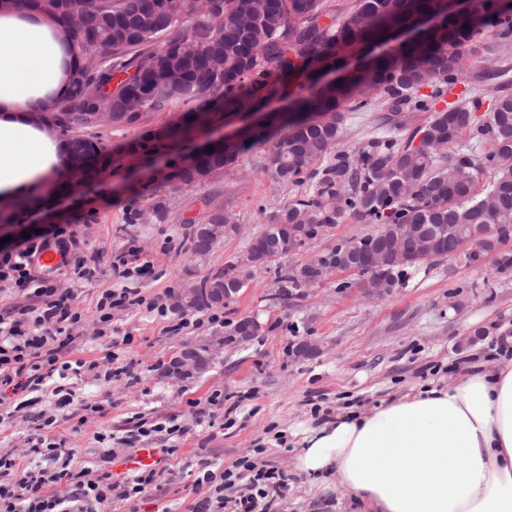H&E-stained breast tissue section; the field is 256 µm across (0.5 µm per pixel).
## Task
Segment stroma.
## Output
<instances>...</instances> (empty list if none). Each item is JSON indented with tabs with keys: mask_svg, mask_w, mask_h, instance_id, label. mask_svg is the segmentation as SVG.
Segmentation results:
<instances>
[{
	"mask_svg": "<svg viewBox=\"0 0 512 512\" xmlns=\"http://www.w3.org/2000/svg\"><path fill=\"white\" fill-rule=\"evenodd\" d=\"M245 122L241 112L208 113L186 135L150 154L134 149L140 129L103 128V142L112 153L108 175L63 198L46 196L34 213L45 224L74 225L99 268L90 281L69 266L50 272L82 313L72 330L70 359L89 361L113 352L129 373L111 382L86 375L68 378L74 403L63 412L56 410L51 388L18 393L23 409L0 406V452L25 449L36 425L52 416L58 431L69 437L70 470L90 467L110 474L113 464L99 458L100 436L117 442L140 419L163 422L164 432L142 441L143 447L171 451L161 461L164 472L156 487L114 503L112 512H195L208 493L201 483L204 473H221L259 448L289 477L280 512H359L345 487L296 469L294 456L307 428L351 408L369 410L426 383L455 384L475 362L512 364V348L503 352L496 345L501 335L512 336V268L500 267L493 253L478 265L448 258L423 263L380 300L353 287V274L335 272L305 295L282 302L274 297L273 271L262 270L223 308V326L205 324L175 335L168 331L169 318L140 309L115 315L113 335H100L95 307L102 291L137 287L151 298L178 294L193 282L184 222L199 219L200 201L214 187L170 192L169 218L162 224L127 223L129 202L147 204L150 189L173 166ZM264 153L261 147L244 151L240 176L223 183L224 198L244 233L226 239L212 254L213 263L245 250L250 234L304 191L300 185L270 181L262 172ZM132 246L153 262L152 278L140 282L112 273L113 258ZM244 317L258 320V335L226 343V325ZM474 330L480 338L461 345V337ZM125 336L131 344H122ZM305 340L317 344L315 355L294 357L293 346ZM188 347L207 350V367L189 376L164 375V363ZM211 396L219 399L211 414L197 415L193 401Z\"/></svg>",
	"mask_w": 512,
	"mask_h": 512,
	"instance_id": "stroma-1",
	"label": "stroma"
}]
</instances>
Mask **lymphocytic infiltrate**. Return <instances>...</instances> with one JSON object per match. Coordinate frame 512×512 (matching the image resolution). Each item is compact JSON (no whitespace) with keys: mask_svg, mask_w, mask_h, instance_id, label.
<instances>
[{"mask_svg":"<svg viewBox=\"0 0 512 512\" xmlns=\"http://www.w3.org/2000/svg\"><path fill=\"white\" fill-rule=\"evenodd\" d=\"M24 230V236L0 246V286L31 300L27 306L0 310V399L11 391H38L58 372L72 370L107 380L122 375V368L105 367L99 359L71 362L65 358L73 341L69 329L80 321L81 313L59 295L39 265L53 245H64L75 272L83 278L93 275L72 225L48 224L38 233L28 224ZM141 306L162 317L168 314L166 304L146 299L133 288L103 291L96 311L108 330L115 313ZM55 424V418H46L30 436L31 452L44 454L45 463L29 461L22 454L0 455V512H102L114 501L154 487L158 473L153 469L115 483L107 473L89 468L73 472L59 465L68 448L66 436L55 433ZM240 481L245 484L244 493L227 496V489ZM62 485L67 486V494L59 493ZM286 488L283 473L261 457L246 456L225 469L223 485L203 499L200 512H275Z\"/></svg>","mask_w":512,"mask_h":512,"instance_id":"lymphocytic-infiltrate-1","label":"lymphocytic infiltrate"}]
</instances>
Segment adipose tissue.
I'll use <instances>...</instances> for the list:
<instances>
[{"label":"adipose tissue","mask_w":512,"mask_h":512,"mask_svg":"<svg viewBox=\"0 0 512 512\" xmlns=\"http://www.w3.org/2000/svg\"><path fill=\"white\" fill-rule=\"evenodd\" d=\"M64 27L31 8L0 7V214L40 208L64 182L67 151L33 123L63 94ZM296 466L330 475L365 512H512V366H480L456 385L420 386L307 431Z\"/></svg>","instance_id":"adipose-tissue-1"}]
</instances>
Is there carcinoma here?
<instances>
[{
    "instance_id": "cac0c4a2",
    "label": "carcinoma",
    "mask_w": 512,
    "mask_h": 512,
    "mask_svg": "<svg viewBox=\"0 0 512 512\" xmlns=\"http://www.w3.org/2000/svg\"><path fill=\"white\" fill-rule=\"evenodd\" d=\"M58 19L79 50L82 63L58 103L54 125L67 153H80L94 174L112 167V153L95 131L96 113H112V123L146 127L138 147L150 153L197 124L204 113L222 105L226 112L263 111L270 95H283L295 79L310 74V63L337 68L352 45L372 43L402 29L424 14L448 13V0H93L84 9L72 0H26ZM493 28L512 33V11L494 0H480L473 13L449 16L440 32L404 44L374 59L317 93L293 100L288 114H271L252 129L237 151L269 144L262 172L277 184L308 183L305 192L269 217L261 238L276 245L304 240L319 228L353 216L377 225L373 236L386 240L398 224H512V94L487 95L469 77L479 53L499 61L500 44L477 49L479 37ZM462 84L471 100L444 110L436 103ZM179 102L184 110L176 126L148 127V118ZM483 111L478 116L476 112ZM346 112H390L400 116L429 112L430 119L403 137L397 121L373 134L358 150L340 148ZM489 145L482 156L461 142L463 136ZM239 155L228 159L212 152L195 169L169 172L165 184L194 188L218 184L232 172ZM217 191L205 198L208 224H235L237 214ZM169 204L152 191L145 208L131 206L127 223H163ZM512 237L490 235L481 252L463 255L467 264ZM190 255L212 254L220 241L190 225ZM288 252H271L245 265L234 256L206 269L199 285L224 289V298L252 283L257 270H275L278 296L288 301L306 282L322 276L325 260L313 257L282 263ZM385 288L404 284L408 268L389 263L359 269Z\"/></svg>"
}]
</instances>
